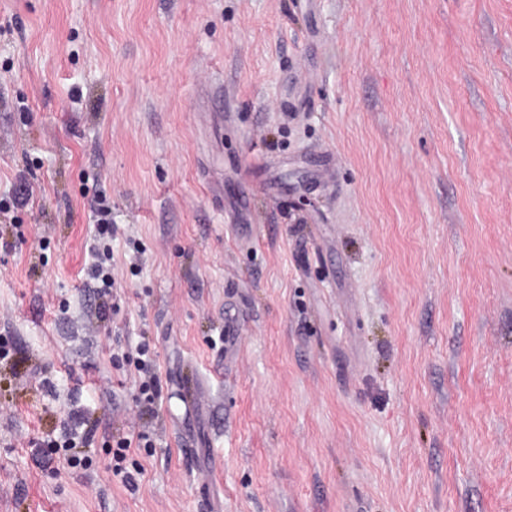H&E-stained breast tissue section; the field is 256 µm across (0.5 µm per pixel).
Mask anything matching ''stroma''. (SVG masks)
<instances>
[{
    "instance_id": "35a3bbf8",
    "label": "stroma",
    "mask_w": 512,
    "mask_h": 512,
    "mask_svg": "<svg viewBox=\"0 0 512 512\" xmlns=\"http://www.w3.org/2000/svg\"><path fill=\"white\" fill-rule=\"evenodd\" d=\"M22 177L0 512H512V0H0V200ZM145 338L152 422L111 360ZM76 387L93 468L42 470ZM100 205V204H99ZM90 212L94 218V224L98 237L92 247L96 261L89 271L90 282L86 285L88 299L93 298L94 303L88 305L90 313L102 320L107 316L108 298L112 295V240L118 233L116 224H112V210L105 206H97L95 202L89 204ZM116 444L118 448L112 452V463L108 469L112 472V476L116 477L125 488L136 491L139 487L138 481L144 475V469L136 467L133 473L122 465L128 452H130L132 440L125 437L117 441Z\"/></svg>"
}]
</instances>
